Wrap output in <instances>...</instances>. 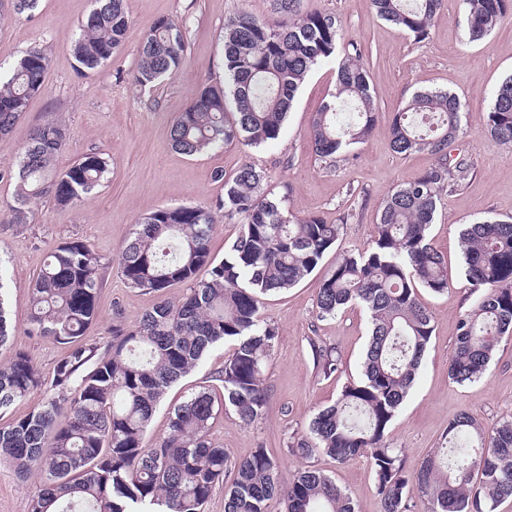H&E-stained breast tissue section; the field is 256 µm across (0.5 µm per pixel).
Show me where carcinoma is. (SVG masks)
Here are the masks:
<instances>
[{
    "label": "carcinoma",
    "mask_w": 512,
    "mask_h": 512,
    "mask_svg": "<svg viewBox=\"0 0 512 512\" xmlns=\"http://www.w3.org/2000/svg\"><path fill=\"white\" fill-rule=\"evenodd\" d=\"M279 21L240 12L224 22V84L194 96L174 120L169 136L193 156L226 145L256 148L280 139L296 92L319 63L336 57L342 43L331 13L301 12L298 0H273ZM71 51L81 71L112 58L128 25L125 0H95ZM443 0H371L376 15L415 40L426 39ZM467 38L485 39L512 9V0H466ZM185 42L178 23L157 20L141 44L135 84L153 86L179 71ZM48 58L28 49L0 75V136L9 134L43 87ZM377 118L375 92L358 49L344 50L336 91L312 118L313 149L333 161L364 140ZM462 104L447 91L416 93L390 123L394 152L427 153L429 168L398 185L380 208L371 244L342 252L317 292L321 318L358 304L369 315L370 338L361 371L332 404L311 419L308 431L287 445L303 459L324 453L340 463L370 460L380 512H405L418 493L430 512H494L512 497V421L486 429L464 414L448 426L444 446L409 473L401 450L385 440L424 358L434 327L418 288L448 291L445 256L428 229L437 203L467 178L471 165L448 158V145L464 133ZM485 133L512 147V75L495 89ZM65 129L47 121L33 131L13 164V203L1 224H28L32 204L50 197L79 206L104 181L109 158L82 155L64 171L55 158ZM224 183L216 209L164 207L141 217L112 264L86 242L62 243L47 257L31 286V332L66 346L52 373L56 393L27 415L0 425V464L16 477H40L30 512H204L217 483L232 475L224 512H269L282 494L287 512H355L348 493L311 465L282 480L278 461L258 448L243 459L214 444L215 418L207 388L192 393L169 416L168 430L152 446L145 434L172 383L192 372L214 345L234 342L220 376L224 407L242 422L262 418L269 405L264 372L277 328L260 315L262 297L292 288L311 274L340 236L342 225L293 212L288 193L275 194L265 171L245 164ZM240 224L241 235L217 262L211 239L217 214ZM463 267L475 299L458 322L448 375L456 383L484 376L501 339L512 334V217L479 219L461 232ZM128 287L153 292L157 301L133 325L112 322V342L84 341L97 317V293L108 267ZM207 277L198 278L201 268ZM180 298L165 297L174 284ZM321 372L338 368L333 351L313 344ZM32 358L16 351L0 364V412L42 386ZM69 409L58 421L61 406Z\"/></svg>",
    "instance_id": "carcinoma-1"
}]
</instances>
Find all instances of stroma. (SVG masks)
I'll return each mask as SVG.
<instances>
[{
  "instance_id": "1",
  "label": "stroma",
  "mask_w": 512,
  "mask_h": 512,
  "mask_svg": "<svg viewBox=\"0 0 512 512\" xmlns=\"http://www.w3.org/2000/svg\"><path fill=\"white\" fill-rule=\"evenodd\" d=\"M92 7L93 0H37L33 9L20 13L12 0H0V66L9 67L33 46L49 58L41 92L30 100L10 134L0 138V207L13 200L10 170L18 153L33 129L45 121L62 124L67 134L55 161L57 170L90 151L104 153L111 163L106 180L82 206L64 208L44 198L33 206V223L0 224V298L13 326L8 348L0 350V363L12 351L22 350L47 377L64 353L53 338L29 332L30 286L51 251L78 239L111 261L139 217L162 207L214 208L224 194L215 171L229 178L242 165L254 164L267 172L274 192H288L298 215L319 216L342 230L333 251L310 275L293 288L263 298L261 316L278 329L265 374L270 398L266 415L248 425L234 412L220 411L210 438L237 458L266 448L286 479L312 465L346 489L356 512H379L366 458L341 464L318 453L304 460L291 455L287 444L305 434L318 409L332 403L359 374L370 333L367 312L350 305L334 317L320 318L317 291L337 253L369 245L386 197L430 166L428 154L403 156L393 151L390 121L416 91L440 89L455 93L465 107L466 131L448 152L466 159L471 171L460 187L442 197L429 229L434 246L448 260L451 281L447 293L418 292L433 316L434 331L416 384L386 441L401 449L411 471L440 447L449 423L459 416L471 415L487 428L512 420V337L502 338L482 379L458 384L448 375L458 320L473 301L462 273L459 232L480 218L512 216V147L484 138L492 92L512 74V11L488 37L471 43L466 37L465 0H444L427 39L418 43L379 19L370 0H299L301 11L318 10L339 18L344 39L357 44L363 55L376 94L378 115L368 136L329 166L316 156L310 131L313 113L336 89L333 59L316 67L301 86L276 143L259 149L233 144L186 156L169 140L171 124L189 101L203 87L224 80L225 19L242 11L273 17L272 0H126L129 25L121 46L105 66L84 75L76 69L70 43ZM163 17L177 20L182 28L184 63L172 79L141 88L132 81L140 45L149 27ZM157 300V294L127 287L115 270H106L88 340L106 345L112 339L114 318L136 323ZM315 341L339 357L332 375H323L317 367L311 349ZM232 351L229 342L215 346L193 372L172 384L147 430V443L165 434L170 409L191 393L206 387L215 400H222L219 377ZM39 481L36 475L20 480L8 466H1L0 512H29Z\"/></svg>"
}]
</instances>
